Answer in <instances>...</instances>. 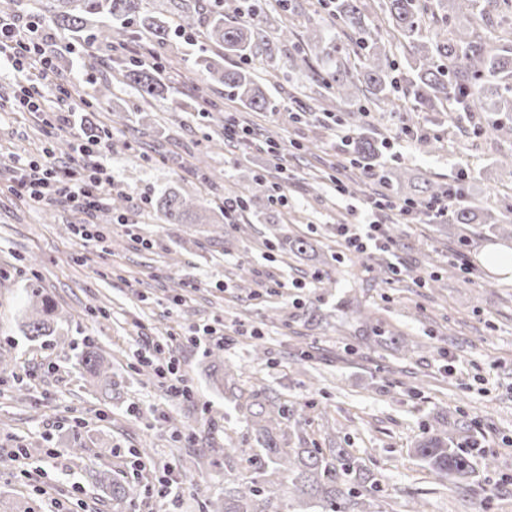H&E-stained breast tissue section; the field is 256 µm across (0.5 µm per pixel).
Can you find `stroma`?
Here are the masks:
<instances>
[{
    "label": "stroma",
    "instance_id": "stroma-1",
    "mask_svg": "<svg viewBox=\"0 0 512 512\" xmlns=\"http://www.w3.org/2000/svg\"><path fill=\"white\" fill-rule=\"evenodd\" d=\"M202 38L170 37L154 48L157 61L174 57L173 95L154 100L139 130L124 127L112 96L90 80L83 65L67 75L73 98L97 96L90 124L109 131L107 159L113 193L129 199L128 223H105L103 237L87 241L75 225L87 217L67 203L36 207L13 195L7 161L41 155L69 162L60 143L69 126L46 114H0V507L5 512H211L225 489L253 471L255 441L241 414L209 379L213 364L233 363L238 389L275 390L299 403L307 423L290 447L345 448L381 481L383 512H512V281L491 274L481 261L491 246L512 249V238L487 236L470 227L461 248L450 225L402 224L392 211L379 217L398 243V280L379 271L372 256L348 253L336 235L350 206L381 194L377 181L354 182L349 157L340 155L335 123L351 113L320 120L324 95L305 64L266 77L271 109L246 113L231 94L216 89L208 116L194 112L193 87L205 72L195 64ZM249 116L279 147V165L237 142L212 150L207 136L227 116ZM366 121L383 139L381 161L406 169L389 192L412 195L429 179L469 191L482 207L512 199V170L496 166L512 152V139L495 141L485 114L458 125L444 113L421 112L410 100L395 112H373ZM418 130L417 138L403 133ZM333 155L348 194L336 199L319 178ZM205 157L212 182L195 171ZM175 188L196 208L221 204L234 190L251 196L244 212L225 221L223 232L200 224H162L140 198L157 199ZM311 241L313 256L274 249L279 232ZM465 252L470 270L450 264ZM254 271L253 281L237 275ZM336 269L352 276L339 287L319 279ZM284 282L281 293L271 281ZM38 282L55 307L54 335L36 340L23 332L29 283ZM356 298L375 312L395 341L364 340L359 324L341 313ZM316 310L322 322L302 316ZM208 324L225 335L198 348L184 338ZM168 340V356L192 389L190 400L170 397L167 384L148 373L140 357L144 338ZM95 349L112 365V395L81 374V353ZM459 372L448 376L444 355ZM460 421L456 435L480 466L471 492L437 478L415 457L414 447L437 421ZM239 447L228 458L225 446ZM493 468H482L484 458ZM38 467L47 495L38 494L23 470ZM192 479V487L159 496L166 468ZM107 469L136 484L135 499L118 507L91 484Z\"/></svg>",
    "mask_w": 512,
    "mask_h": 512
}]
</instances>
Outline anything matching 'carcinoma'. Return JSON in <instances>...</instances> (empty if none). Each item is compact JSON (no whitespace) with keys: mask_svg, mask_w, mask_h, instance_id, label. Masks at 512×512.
Returning <instances> with one entry per match:
<instances>
[{"mask_svg":"<svg viewBox=\"0 0 512 512\" xmlns=\"http://www.w3.org/2000/svg\"><path fill=\"white\" fill-rule=\"evenodd\" d=\"M37 11L63 33L69 44L81 49L94 41L113 48L112 40L122 39L135 49L132 55L117 54L110 59L104 78L105 89L112 79L134 89L140 100L132 111L122 116L126 122L140 120L152 106L151 99L165 90L159 73L143 59V38L162 43L170 33H180L195 25L197 0H179L174 4L177 18L152 11L149 0H35ZM380 11L368 0H323L310 5L309 27L293 45L289 63L308 61L313 56L327 65L317 74L319 82L341 101L352 102L363 94L366 104L357 111L393 112L398 107L396 90L411 99L421 112H443L445 103L471 101L476 112L488 113L490 125L499 136L512 135V54L488 39L473 25L480 16L490 19L498 12L501 0H382ZM295 0H246L226 4L210 0L204 13V38L215 46L214 55L202 60L208 73L197 88L195 111H210L208 91L215 84L229 89L232 96L251 112L267 109V96L261 77L248 61L257 59L266 71L279 69L277 55L271 48L268 28L277 21L280 39L288 40L286 20L295 12ZM328 10L347 39L340 47L326 35L321 11ZM407 42L408 56L402 65L394 60V49ZM349 147L355 157L354 169L361 177H376L387 184L402 183L404 171L379 164L380 148L369 136L364 123L353 121ZM162 224H207L209 217L193 210L186 198L174 188L166 191L155 204ZM457 224L483 221L490 233L512 235V205L501 211H476L460 201L453 208ZM283 251L302 256L311 244L302 238L280 235ZM32 312L25 326L27 335L36 339L54 333V306L41 288L31 285L27 292ZM80 365L91 377L112 389V366L98 351L83 353ZM242 417L253 428L262 454L255 458L249 479L239 487L224 491V499L211 502L213 512H269L277 487L270 476L288 475V493L295 504L291 512H307L318 503L322 512H373L380 480L345 448H285L281 443L282 424L299 425L298 409L288 407L266 388L252 391L242 405ZM425 467L448 484L469 487L475 477L472 456L454 444L448 430L431 429L414 447ZM96 484L109 490L112 500H131L134 486L112 478L109 471L95 474Z\"/></svg>","mask_w":512,"mask_h":512,"instance_id":"cac0c4a2","label":"carcinoma"}]
</instances>
